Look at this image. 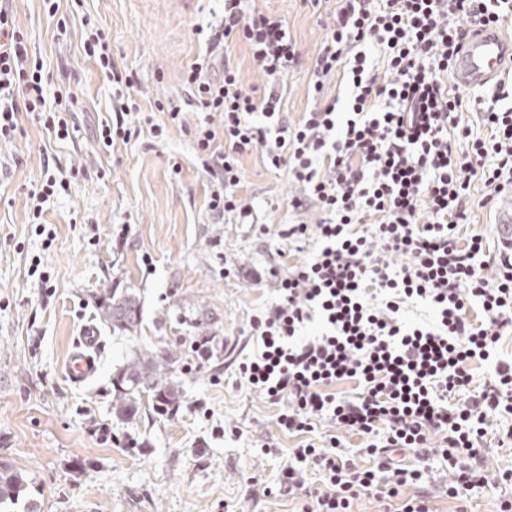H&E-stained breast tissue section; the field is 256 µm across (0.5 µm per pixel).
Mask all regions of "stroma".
Here are the masks:
<instances>
[{
	"mask_svg": "<svg viewBox=\"0 0 512 512\" xmlns=\"http://www.w3.org/2000/svg\"><path fill=\"white\" fill-rule=\"evenodd\" d=\"M253 6L284 18L305 58L283 94L286 121L298 123L312 106L307 67L336 0ZM13 10L30 53L47 66L49 91L68 86L82 102L70 138L55 139L25 115L13 142L0 146V461L28 481L14 512L32 503L39 512H292L288 499L251 498L247 477L276 485L283 451L297 440L277 427L276 406L235 385L234 348L246 342L251 317L277 299L274 279H252L270 247L284 249V267L314 252L310 244L291 250L274 230L314 222L317 211H291L299 186L256 152L242 158L239 185L252 222L215 223L210 180L193 148L202 113L188 111L178 125L156 108L184 97L183 73L206 50L197 30L221 20L224 0H61L53 17L42 0H14ZM89 24L104 30L140 107V135L108 154L98 130L115 103L83 52ZM154 123L165 137H153ZM47 165L73 175L69 193L44 205L49 238L29 222V193ZM35 258L47 284L28 274ZM109 286L136 295L135 332L99 319ZM86 327L100 336L98 368L77 385L64 360ZM199 336L214 337L217 352L198 370L191 344ZM141 346L173 352L183 395L176 413L158 414L146 400L123 420L112 410V379L123 354ZM96 425L105 435L93 434ZM265 443L272 453L262 452Z\"/></svg>",
	"mask_w": 512,
	"mask_h": 512,
	"instance_id": "1",
	"label": "stroma"
}]
</instances>
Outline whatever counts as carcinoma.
<instances>
[{
	"label": "carcinoma",
	"mask_w": 512,
	"mask_h": 512,
	"mask_svg": "<svg viewBox=\"0 0 512 512\" xmlns=\"http://www.w3.org/2000/svg\"><path fill=\"white\" fill-rule=\"evenodd\" d=\"M98 310L102 321L115 329L133 332L139 325V303L133 293L119 294L114 288L101 298ZM173 364L172 354L158 348L142 347L133 352L113 384L115 414L126 420L135 418L145 395L152 398L156 411L178 407L182 388L172 375ZM26 488L25 475L13 465L0 462V506L15 504Z\"/></svg>",
	"instance_id": "carcinoma-1"
}]
</instances>
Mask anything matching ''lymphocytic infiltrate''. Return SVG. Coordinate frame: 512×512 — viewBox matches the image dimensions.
<instances>
[{"label":"lymphocytic infiltrate","instance_id":"1","mask_svg":"<svg viewBox=\"0 0 512 512\" xmlns=\"http://www.w3.org/2000/svg\"><path fill=\"white\" fill-rule=\"evenodd\" d=\"M224 0V19L208 35L209 51L234 38L246 43L268 91L244 89L240 71L210 59L183 74L205 114L193 132L208 157L214 217L245 218L236 194L244 156L260 152L287 169L304 199L319 206L315 223L280 225L279 239L314 242L312 259L280 271L278 298L250 322L257 350L238 364L236 383L281 405L279 429L297 437L277 486L262 496L296 499L298 512H354L372 495L382 512H433L420 491L421 465L445 467L448 497L464 500L488 484L485 437L494 418L512 414V361L498 357L512 334V252H491L483 233L458 240L480 182L483 205L512 192V81L483 108L486 136L461 122L470 99L452 82L464 37L478 26L512 19V0H339L308 84L314 106L302 121L280 118L284 79L302 56L284 19ZM386 58L378 72L373 52ZM346 68V118L323 89ZM41 58L0 5V143L12 142L21 114L42 119L56 138L69 135L58 115L62 94L48 95ZM404 257L394 265L392 256ZM426 302L435 321L406 325L401 310ZM326 329L304 336L312 314ZM488 363L483 381L472 364ZM354 382L350 394L337 384ZM359 435L372 458L362 468L338 430Z\"/></svg>","mask_w":512,"mask_h":512}]
</instances>
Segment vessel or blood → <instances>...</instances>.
<instances>
[{"label":"vessel or blood","instance_id":"obj_1","mask_svg":"<svg viewBox=\"0 0 512 512\" xmlns=\"http://www.w3.org/2000/svg\"><path fill=\"white\" fill-rule=\"evenodd\" d=\"M454 69L462 86L476 88L496 84L512 69V32L504 26L479 28L464 44ZM496 234L500 245L512 249V195L503 196L498 203ZM98 345L96 331L85 328L80 342L65 361V373L73 383H83L95 374Z\"/></svg>","mask_w":512,"mask_h":512}]
</instances>
